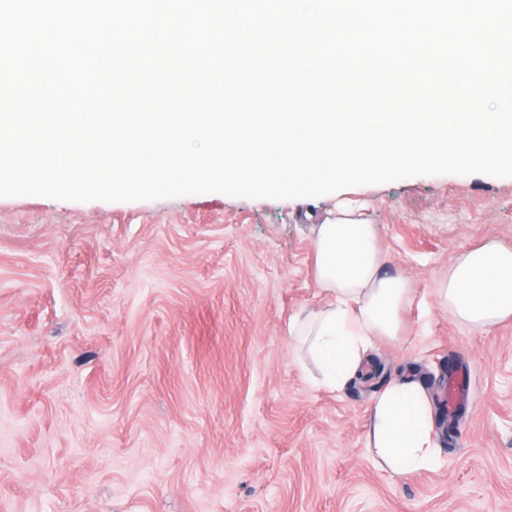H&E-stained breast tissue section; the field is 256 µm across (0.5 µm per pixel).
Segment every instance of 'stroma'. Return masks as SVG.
Instances as JSON below:
<instances>
[{"instance_id": "1", "label": "stroma", "mask_w": 512, "mask_h": 512, "mask_svg": "<svg viewBox=\"0 0 512 512\" xmlns=\"http://www.w3.org/2000/svg\"><path fill=\"white\" fill-rule=\"evenodd\" d=\"M368 202L410 281L395 340L340 391L288 324L328 302L313 238ZM512 243V177L439 174L316 198L0 197V512H512V321L436 301L454 254ZM474 394L440 462L399 477L367 447L373 395Z\"/></svg>"}]
</instances>
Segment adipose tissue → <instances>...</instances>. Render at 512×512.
Wrapping results in <instances>:
<instances>
[{"instance_id":"ef3b65f1","label":"adipose tissue","mask_w":512,"mask_h":512,"mask_svg":"<svg viewBox=\"0 0 512 512\" xmlns=\"http://www.w3.org/2000/svg\"><path fill=\"white\" fill-rule=\"evenodd\" d=\"M360 210L358 202H349L337 208L335 221L317 225V282L330 301L289 323L330 390L364 374L376 341L398 336L412 294L405 276L385 272L382 246ZM437 298L453 319L474 328L512 319V246L489 241L455 256ZM368 440L381 465L395 474L435 466L433 409L423 386L396 381L380 391Z\"/></svg>"}]
</instances>
